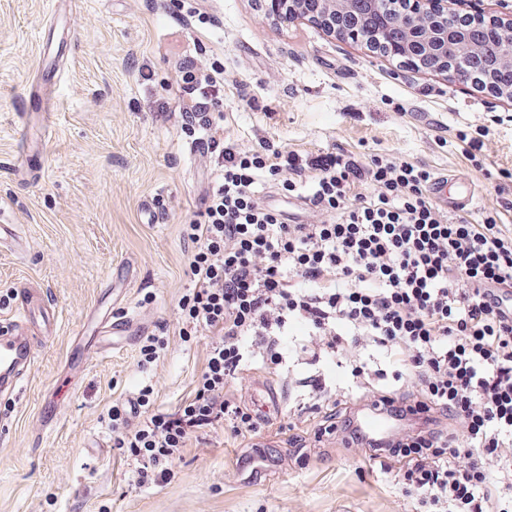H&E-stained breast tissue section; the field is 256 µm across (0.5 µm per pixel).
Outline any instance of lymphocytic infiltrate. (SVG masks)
Listing matches in <instances>:
<instances>
[{
  "mask_svg": "<svg viewBox=\"0 0 512 512\" xmlns=\"http://www.w3.org/2000/svg\"><path fill=\"white\" fill-rule=\"evenodd\" d=\"M174 102L182 127L198 131L212 180L190 226L193 286L183 298L185 333L207 336V365L191 400L172 412L146 411L138 399L121 420L119 447L136 458V481L170 476L192 433L230 424L253 435L251 422L225 392L254 360L286 365L293 339L316 371L301 378V411L323 412L324 434L368 449L388 467L401 463L405 493L444 512H488L490 486L512 512V236L495 218L474 224L444 215L433 202L424 166L378 156L365 163L344 151L299 154L248 148L220 139L215 113L224 103V68L184 58ZM281 180L302 209L261 201L260 178ZM371 189L350 199L351 185ZM370 347L404 355L419 396H383L399 420L422 411L416 430L388 442L360 434L358 402H340L324 363ZM468 436L458 445L454 418Z\"/></svg>",
  "mask_w": 512,
  "mask_h": 512,
  "instance_id": "obj_1",
  "label": "lymphocytic infiltrate"
}]
</instances>
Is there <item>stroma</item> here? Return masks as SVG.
Segmentation results:
<instances>
[{
    "label": "stroma",
    "mask_w": 512,
    "mask_h": 512,
    "mask_svg": "<svg viewBox=\"0 0 512 512\" xmlns=\"http://www.w3.org/2000/svg\"><path fill=\"white\" fill-rule=\"evenodd\" d=\"M49 8L50 0H0V205L27 240L22 252L0 253V320L13 315L21 281L41 288L59 315L24 397L0 395V512H434L405 495L394 473L365 458L352 463L339 436L315 440L320 415L292 412L311 371L297 358L284 376L259 361L247 373L285 396L253 447L231 427L206 429L190 437L167 481L138 485L136 460L115 445L113 406L147 385L152 409L180 407L194 395L210 342L179 334L194 250L188 226L200 211L206 160L193 133L150 105L172 93L181 57H220L225 138L298 153L336 148L366 161L388 155L436 177H464L476 195L467 219L495 217L510 236L512 210L500 206L499 188L512 178V104L438 73L397 77V61L314 22L276 20L264 0H80L54 17ZM138 64L151 81H138ZM33 88L57 107L36 177L17 162ZM484 130L489 151L477 168L469 141ZM151 199L154 224L143 210ZM127 313L144 321L145 335L164 334L157 360L140 366V343L120 346L91 364L76 390L61 386L74 333L97 337L99 318ZM356 359L374 361L378 374L363 388L341 365L337 394L397 389L399 355L366 349ZM50 389L64 413L39 434L37 407ZM294 434L313 443L302 464L288 444ZM263 446L274 454L265 472L240 476L241 459Z\"/></svg>",
    "instance_id": "1"
}]
</instances>
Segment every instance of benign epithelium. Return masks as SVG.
<instances>
[{"label": "benign epithelium", "mask_w": 512, "mask_h": 512, "mask_svg": "<svg viewBox=\"0 0 512 512\" xmlns=\"http://www.w3.org/2000/svg\"><path fill=\"white\" fill-rule=\"evenodd\" d=\"M310 0H279L281 18L292 22L310 18L327 33L347 37L367 51L383 55L393 50L402 58L416 64L421 58L430 62V70L452 79H460L454 67L452 55L456 48L468 39L467 30L448 22V0H412L413 16H402L391 24L402 25L406 33L400 45L389 47L365 28V15L377 10L379 0H316L318 12L309 14L306 4ZM476 19H485L501 32L506 48L495 56H486L482 48H475L478 76L471 79L473 87L489 99L512 100V87H504L496 80L497 73L512 68V18L486 15L475 10Z\"/></svg>", "instance_id": "1"}]
</instances>
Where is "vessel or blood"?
Instances as JSON below:
<instances>
[{
  "mask_svg": "<svg viewBox=\"0 0 512 512\" xmlns=\"http://www.w3.org/2000/svg\"><path fill=\"white\" fill-rule=\"evenodd\" d=\"M34 113L38 118L37 129L23 127L21 139L25 143L21 155V164L30 175L40 174L46 165L44 152L29 147L33 132L51 136L54 132L55 104L43 97H36ZM431 193L445 208L465 212L472 208L475 197L471 187L462 178H435ZM54 317L55 310L43 298L22 288L17 292L18 321L12 330L0 335V392L12 396L19 395L28 375L31 374L36 360L37 350L49 339V334L36 327L33 320L37 313ZM106 330L110 336L120 338L122 344H131L138 335L135 317L123 316L108 322ZM108 353L107 347L90 345L82 337H74L67 351L66 362L78 369H86L94 361ZM359 426L368 433L392 439L397 428L390 414L375 406H368Z\"/></svg>",
  "mask_w": 512,
  "mask_h": 512,
  "instance_id": "b4317fda",
  "label": "vessel or blood"
}]
</instances>
